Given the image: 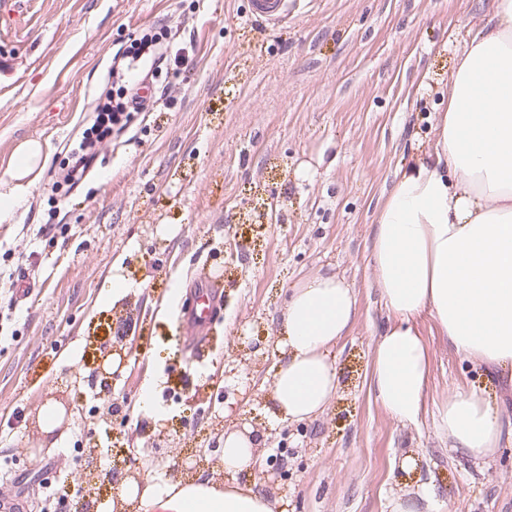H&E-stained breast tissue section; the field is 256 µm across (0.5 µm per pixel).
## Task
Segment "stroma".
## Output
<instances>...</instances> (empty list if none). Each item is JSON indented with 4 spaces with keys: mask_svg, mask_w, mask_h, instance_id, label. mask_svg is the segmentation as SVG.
Returning <instances> with one entry per match:
<instances>
[{
    "mask_svg": "<svg viewBox=\"0 0 512 512\" xmlns=\"http://www.w3.org/2000/svg\"><path fill=\"white\" fill-rule=\"evenodd\" d=\"M491 2L301 0L273 26L250 0H0V182L22 142L51 144L0 221V503L73 512L68 476L92 448L99 469L120 448L159 476L204 448L196 475L212 479L225 429L255 426L263 464L236 480L278 512H390L423 483L441 512H512V444L478 468L432 426L450 389L483 381L434 323L420 427L391 420L366 384L388 323L372 224L396 171L432 144L466 21ZM150 32L184 62L66 185L116 58ZM327 271L357 298L330 352L338 392L315 418L274 420L287 293ZM116 276L131 285L119 299ZM201 287L217 310L193 328L179 308ZM118 331L131 356L107 401L92 372ZM149 387L162 416L141 408ZM110 401L123 411L109 419ZM64 403L68 425L46 429L44 408Z\"/></svg>",
    "mask_w": 512,
    "mask_h": 512,
    "instance_id": "stroma-1",
    "label": "stroma"
}]
</instances>
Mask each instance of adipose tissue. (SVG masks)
I'll use <instances>...</instances> for the list:
<instances>
[{"label":"adipose tissue","mask_w":512,"mask_h":512,"mask_svg":"<svg viewBox=\"0 0 512 512\" xmlns=\"http://www.w3.org/2000/svg\"><path fill=\"white\" fill-rule=\"evenodd\" d=\"M492 26H481L448 83V106L435 122L425 157L399 171L371 233L372 276L391 317L376 341L368 387L395 422L419 425L430 359L417 328L433 318L455 352L512 381V0H492ZM49 147L25 143L13 181L0 191V219L28 192ZM357 316L353 288L317 275L292 288L284 321V359L271 394L278 413L304 421L336 391L330 347ZM438 434L474 465L512 442V420L489 409L481 391L455 389L435 421ZM226 481L123 485L118 508L139 512H274L269 497L231 482L259 453L248 431L224 435Z\"/></svg>","instance_id":"obj_1"}]
</instances>
